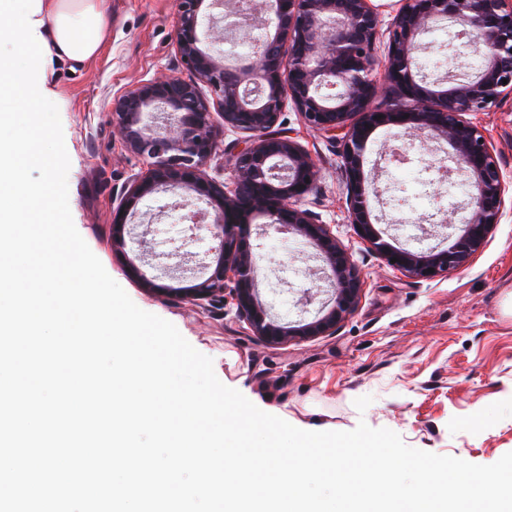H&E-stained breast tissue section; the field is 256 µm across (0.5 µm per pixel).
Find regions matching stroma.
Returning a JSON list of instances; mask_svg holds the SVG:
<instances>
[{
    "label": "stroma",
    "mask_w": 512,
    "mask_h": 512,
    "mask_svg": "<svg viewBox=\"0 0 512 512\" xmlns=\"http://www.w3.org/2000/svg\"><path fill=\"white\" fill-rule=\"evenodd\" d=\"M112 29L99 54L72 74L59 67L64 100L59 115L70 159L67 175L74 225L107 273L141 309L174 324L213 361L222 384L267 413L287 412L297 428L350 431L359 422L387 428L409 447L490 465L512 452V95L496 107L469 113L491 143L509 187L506 204L484 248L469 266L432 280L411 277L363 245L350 223L339 143L304 125L286 110L281 131L290 133L315 162L320 178L300 206L329 225L359 266L364 290L358 306L331 336L271 345L256 336L232 302L198 303L148 293L142 277L160 275L153 228H169L178 202L168 193L138 206L142 232L135 246L141 277L129 274L112 251V211L120 192L145 161L115 133L109 100L152 79H192L176 54L174 0H103ZM406 135L376 131L364 172L379 188L397 182L409 206L387 196L371 199L381 225L422 220L434 213L439 188H415L410 176L386 168L387 151ZM257 242L260 287L266 301H289L315 289L291 283L281 271L312 261L298 240L264 229Z\"/></svg>",
    "instance_id": "35a3bbf8"
}]
</instances>
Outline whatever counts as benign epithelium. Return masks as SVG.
Masks as SVG:
<instances>
[{"instance_id": "obj_1", "label": "benign epithelium", "mask_w": 512, "mask_h": 512, "mask_svg": "<svg viewBox=\"0 0 512 512\" xmlns=\"http://www.w3.org/2000/svg\"><path fill=\"white\" fill-rule=\"evenodd\" d=\"M388 28L382 81L374 76L380 25L370 0H273L275 35L245 64L201 48L205 0H176L174 43L180 63L200 82L169 78L137 84L113 98L112 123L124 147L146 161L112 212V244L125 253L136 242L139 203L173 191L201 205L200 225L211 245L190 284L171 286L142 278L150 291L208 303L224 302V286L239 316L273 345L330 336L358 305L363 279L350 252L328 225L318 224L299 201L318 181L308 152L276 132L287 108L308 127L338 138L351 224L359 239L395 260L393 267L431 280L467 267L499 223L506 184L493 148L465 118L512 93V0H402ZM451 19L472 35L482 59L477 76L450 85L423 79L417 50L423 35ZM205 83V95L199 83ZM217 109L222 123L216 124ZM248 137L230 150L233 185L210 179L208 162L224 151L223 130ZM403 128L451 147L457 171L467 177V219L447 224L426 248L394 246L383 237L369 200L380 195L363 171L372 134ZM300 240L316 252L324 287L306 291L312 319L291 324L273 312L259 289L252 220Z\"/></svg>"}]
</instances>
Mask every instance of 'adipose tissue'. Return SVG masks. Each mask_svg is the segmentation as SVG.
Instances as JSON below:
<instances>
[{"instance_id":"adipose-tissue-1","label":"adipose tissue","mask_w":512,"mask_h":512,"mask_svg":"<svg viewBox=\"0 0 512 512\" xmlns=\"http://www.w3.org/2000/svg\"><path fill=\"white\" fill-rule=\"evenodd\" d=\"M20 1L30 61L21 70L0 56V108L20 104L31 111L39 99L54 96L56 66L74 71L98 55L112 18L102 0H0V41L13 36L9 20Z\"/></svg>"}]
</instances>
